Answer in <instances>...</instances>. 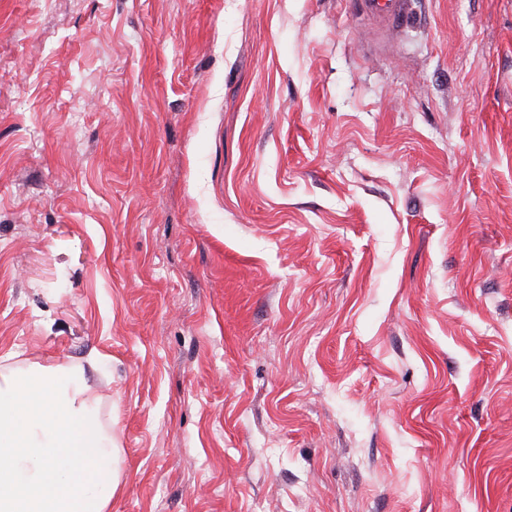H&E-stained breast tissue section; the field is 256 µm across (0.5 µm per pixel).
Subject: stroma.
Segmentation results:
<instances>
[{"label":"stroma","mask_w":512,"mask_h":512,"mask_svg":"<svg viewBox=\"0 0 512 512\" xmlns=\"http://www.w3.org/2000/svg\"><path fill=\"white\" fill-rule=\"evenodd\" d=\"M354 2L0 0V372L111 512H512V0ZM405 0H359V11L372 19L380 30H385L404 18Z\"/></svg>","instance_id":"35a3bbf8"}]
</instances>
